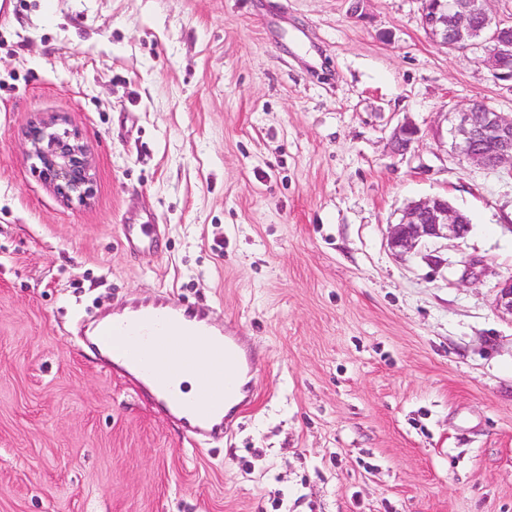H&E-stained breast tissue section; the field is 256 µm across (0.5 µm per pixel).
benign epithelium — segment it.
I'll use <instances>...</instances> for the list:
<instances>
[{
	"mask_svg": "<svg viewBox=\"0 0 512 512\" xmlns=\"http://www.w3.org/2000/svg\"><path fill=\"white\" fill-rule=\"evenodd\" d=\"M421 2V25L430 38L448 49L480 48L481 63L494 78L512 82V22L490 13L488 0H437ZM458 156L484 169L512 166V115L505 116L481 104L470 103L454 112L449 129ZM420 130L411 123L398 127L392 147L407 153ZM26 138L28 157L43 180L63 200L87 201L93 192L91 163L78 133L65 127L56 115L30 122ZM448 199L435 196L408 205L400 221L390 225L387 244L398 256L412 253L425 241L460 239L470 231ZM496 305L512 314V277L499 284Z\"/></svg>",
	"mask_w": 512,
	"mask_h": 512,
	"instance_id": "1",
	"label": "benign epithelium"
}]
</instances>
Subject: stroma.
<instances>
[{
	"label": "stroma",
	"mask_w": 512,
	"mask_h": 512,
	"mask_svg": "<svg viewBox=\"0 0 512 512\" xmlns=\"http://www.w3.org/2000/svg\"><path fill=\"white\" fill-rule=\"evenodd\" d=\"M420 0H12L0 13V512H512V167L446 116L512 84ZM62 116L94 194L25 131ZM421 131L403 155L391 137ZM442 196L460 239L388 227ZM159 224L131 257L128 224ZM475 276L464 278L466 263ZM168 295L254 349L252 408L198 448L81 323ZM65 120L56 115L40 116L30 122L26 138L28 157L43 180L63 200L91 198V163L80 136L63 127Z\"/></svg>",
	"instance_id": "35a3bbf8"
}]
</instances>
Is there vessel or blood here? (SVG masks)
<instances>
[{
	"label": "vessel or blood",
	"instance_id": "vessel-or-blood-1",
	"mask_svg": "<svg viewBox=\"0 0 512 512\" xmlns=\"http://www.w3.org/2000/svg\"><path fill=\"white\" fill-rule=\"evenodd\" d=\"M156 230L153 224L127 225L125 244L134 252L148 250ZM96 334L113 370L148 389L160 412L181 423L186 439L200 444L227 435L224 407L239 397V380L253 363L232 326L161 298L113 312ZM186 375L196 376L195 392L180 391L177 382Z\"/></svg>",
	"mask_w": 512,
	"mask_h": 512
}]
</instances>
